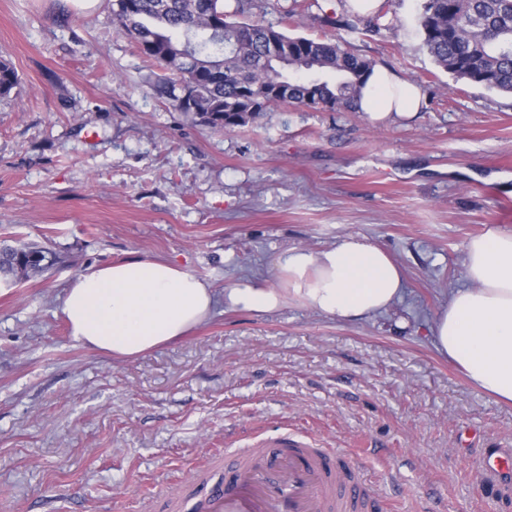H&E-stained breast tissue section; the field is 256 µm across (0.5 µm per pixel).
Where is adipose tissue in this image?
<instances>
[{
  "label": "adipose tissue",
  "mask_w": 512,
  "mask_h": 512,
  "mask_svg": "<svg viewBox=\"0 0 512 512\" xmlns=\"http://www.w3.org/2000/svg\"><path fill=\"white\" fill-rule=\"evenodd\" d=\"M421 89L386 68L367 76L360 108L372 120L409 118ZM275 281L246 278L215 286L171 260L140 257L81 272L62 305L73 338L132 358L173 343L218 306L264 314L295 303L342 322L390 310L406 282L388 251L358 233L318 250L291 247L275 262ZM464 286L448 296L429 331L437 351L475 387L512 402V231L490 226L463 245Z\"/></svg>",
  "instance_id": "obj_1"
}]
</instances>
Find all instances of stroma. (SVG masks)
<instances>
[{"instance_id":"obj_1","label":"stroma","mask_w":512,"mask_h":512,"mask_svg":"<svg viewBox=\"0 0 512 512\" xmlns=\"http://www.w3.org/2000/svg\"><path fill=\"white\" fill-rule=\"evenodd\" d=\"M422 0L351 50L417 84L410 120L278 106L217 131L154 92L164 75L112 26V0H0V245L54 255L0 281V512H187L223 453L285 427L361 465L394 512H512V404L471 386L429 334L463 284L462 248L512 200V95L455 80L422 46ZM338 0H255L291 36L340 37ZM360 233L404 272L389 314L345 323L290 304L225 311L134 359L76 343L81 272L166 258L223 288L272 277L288 247ZM481 470L487 475L512 472V450L508 453L494 452L479 461Z\"/></svg>"}]
</instances>
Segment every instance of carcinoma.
I'll return each mask as SVG.
<instances>
[{
    "instance_id": "carcinoma-1",
    "label": "carcinoma",
    "mask_w": 512,
    "mask_h": 512,
    "mask_svg": "<svg viewBox=\"0 0 512 512\" xmlns=\"http://www.w3.org/2000/svg\"><path fill=\"white\" fill-rule=\"evenodd\" d=\"M253 0H114L112 23L134 40L141 54L169 76L154 86L177 112L202 125L231 130L281 105L319 110L359 109L361 89L373 63L325 38L290 37L271 23L238 22ZM345 10L326 22L358 35L392 31L382 22ZM423 46L458 80L512 93V0H423L417 18ZM18 75L0 60V97ZM22 264L17 251L5 254L0 270L17 279L42 273Z\"/></svg>"
}]
</instances>
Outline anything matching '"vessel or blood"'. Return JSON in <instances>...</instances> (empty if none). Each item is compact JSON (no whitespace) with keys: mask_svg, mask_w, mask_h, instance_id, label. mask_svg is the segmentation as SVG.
I'll return each instance as SVG.
<instances>
[{"mask_svg":"<svg viewBox=\"0 0 512 512\" xmlns=\"http://www.w3.org/2000/svg\"><path fill=\"white\" fill-rule=\"evenodd\" d=\"M488 475L512 472V451L479 462ZM194 512H389L361 467L328 448H314L282 429L267 431L243 457L225 455L224 477L197 499Z\"/></svg>","mask_w":512,"mask_h":512,"instance_id":"obj_1","label":"vessel or blood"}]
</instances>
